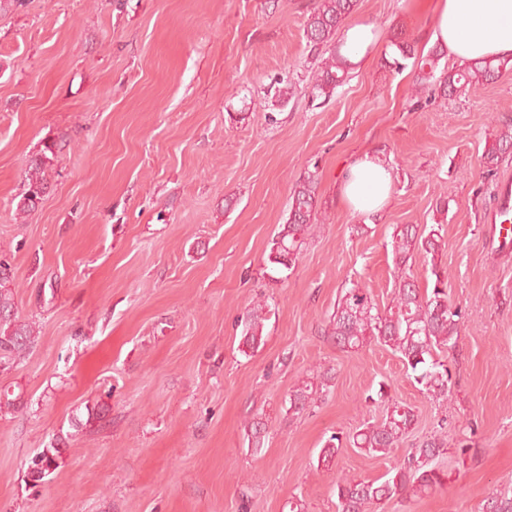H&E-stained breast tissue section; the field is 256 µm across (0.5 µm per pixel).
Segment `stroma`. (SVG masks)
Segmentation results:
<instances>
[{"instance_id":"1","label":"stroma","mask_w":512,"mask_h":512,"mask_svg":"<svg viewBox=\"0 0 512 512\" xmlns=\"http://www.w3.org/2000/svg\"><path fill=\"white\" fill-rule=\"evenodd\" d=\"M435 2L357 0L350 20L376 43L328 99L312 92L320 58L304 37L314 0H26L0 14V258L38 331L0 370L15 402L0 410V512H289L295 499L337 512L338 479H379L433 436L448 486L372 512H480L512 496V246L488 221L512 153L495 175L480 166L486 138L512 123V72L412 100L415 71L388 64L390 41L432 48ZM63 133L47 194L16 215L28 158ZM363 153L393 177L369 216L339 188ZM311 171L317 227L283 277L264 266L268 244ZM399 224L440 231L465 311L445 401L390 349L344 352L324 334L346 281L391 306ZM257 305L265 342L246 354ZM318 365L335 373L327 395L288 415ZM382 385L416 415L399 448L347 446L319 465L330 435L382 416L369 400ZM75 417L89 422L77 435ZM53 443L56 469L29 484Z\"/></svg>"}]
</instances>
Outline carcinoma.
Here are the masks:
<instances>
[{"mask_svg": "<svg viewBox=\"0 0 512 512\" xmlns=\"http://www.w3.org/2000/svg\"><path fill=\"white\" fill-rule=\"evenodd\" d=\"M356 0H315L305 27L304 37L311 50L323 55L316 73L313 93L330 98L336 88L343 85L350 74L351 62L336 46V35L352 14ZM394 48L393 65L400 70L402 61L411 59L418 68L416 85L423 89L437 87L441 94L456 97L469 89L485 85L511 68L508 60L480 59L448 71H438L442 49L436 47L428 53H418L414 43L397 36L391 41ZM58 136L46 144L28 163L23 190L19 194L16 214L33 211L49 187V171L57 158ZM512 149V125L499 130L485 143L481 164L486 175L497 170L503 156ZM317 174L310 172L295 186L288 218L273 237L266 262L279 270L294 265L310 234L317 207ZM394 261V306L387 312L379 310L368 289L355 281L341 289L336 311L326 328L328 339L341 351H358L372 343L380 344L398 354L410 371L421 391L438 398L452 393L453 375L446 362L437 358L439 353H451L461 336L464 312L453 304L448 295V267L442 263L445 243L439 231L421 233L413 224L396 226L391 241ZM416 254H422L429 265L427 286L422 289L403 272V267ZM15 285L8 265L0 261V366L13 364L36 344V332L29 323L15 316ZM266 321L265 308L253 309L245 322L242 344L254 351L263 341ZM332 369L319 370L296 386L288 395L287 413L298 415L317 400V396L330 387ZM415 414L411 407L393 403L377 423H367L356 433L342 438L332 434L321 450L326 464L338 455L343 441L369 454L386 455L398 447L412 430ZM59 450L55 445L44 448L34 456L29 472L53 469ZM445 454L444 442L431 437L414 449L407 462L393 468L385 480L342 478L336 482L337 512H370L371 507L403 495L422 497L448 485V471L438 466V458Z\"/></svg>", "mask_w": 512, "mask_h": 512, "instance_id": "carcinoma-1", "label": "carcinoma"}]
</instances>
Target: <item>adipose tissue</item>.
Wrapping results in <instances>:
<instances>
[{"label": "adipose tissue", "instance_id": "ef3b65f1", "mask_svg": "<svg viewBox=\"0 0 512 512\" xmlns=\"http://www.w3.org/2000/svg\"><path fill=\"white\" fill-rule=\"evenodd\" d=\"M433 38L457 61L512 60V0H437ZM391 190L389 168L369 154L352 159L340 187L357 214L381 209Z\"/></svg>", "mask_w": 512, "mask_h": 512}]
</instances>
